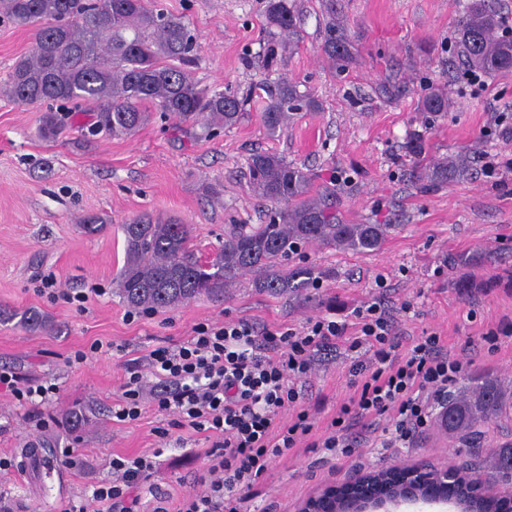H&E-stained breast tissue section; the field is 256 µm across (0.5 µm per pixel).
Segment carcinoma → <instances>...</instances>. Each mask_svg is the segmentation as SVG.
I'll use <instances>...</instances> for the list:
<instances>
[{"mask_svg":"<svg viewBox=\"0 0 512 512\" xmlns=\"http://www.w3.org/2000/svg\"><path fill=\"white\" fill-rule=\"evenodd\" d=\"M0 10L19 26L36 27L31 53L9 73L3 92L20 105H57L42 116L40 133L53 138L65 127L63 111L91 112V133L131 136L153 108L210 135L235 125L243 101L200 85L187 69L198 44L183 18L156 0H0ZM269 26L294 34L295 14L288 0H269ZM502 17L492 0H469L458 32L461 56L471 68L493 73L512 69V35L498 34ZM316 101L281 81L262 113L267 134L277 137L298 112ZM431 114L448 111V98L434 93L423 102ZM251 184L264 198L286 203L267 224H236L206 262L190 247L187 224H161L135 217L122 225L125 259L116 286L133 308L166 309L201 296L219 298L239 277L253 276L254 287L272 294H299L317 282L310 267H287L289 256L310 246L372 252L392 224H346L331 204L310 194L312 178L275 153L248 160ZM464 168L441 163L427 174L444 182ZM509 395L495 377L464 384L438 417L451 438L477 436L476 427L500 417ZM485 480L512 483V443L495 452ZM464 512H499L489 497L469 495L470 482L452 485Z\"/></svg>","mask_w":512,"mask_h":512,"instance_id":"1","label":"carcinoma"}]
</instances>
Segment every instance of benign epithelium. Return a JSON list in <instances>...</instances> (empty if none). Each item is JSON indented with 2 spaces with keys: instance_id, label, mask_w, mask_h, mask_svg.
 Returning a JSON list of instances; mask_svg holds the SVG:
<instances>
[{
  "instance_id": "obj_1",
  "label": "benign epithelium",
  "mask_w": 512,
  "mask_h": 512,
  "mask_svg": "<svg viewBox=\"0 0 512 512\" xmlns=\"http://www.w3.org/2000/svg\"><path fill=\"white\" fill-rule=\"evenodd\" d=\"M374 473H362L347 485L338 496L328 488L309 497L298 512H327L324 506L337 499L338 512H400L404 505H452L448 497V483L459 477L457 471L430 463H413L387 471L385 479L391 482L388 492L379 493L381 483L373 479Z\"/></svg>"
}]
</instances>
